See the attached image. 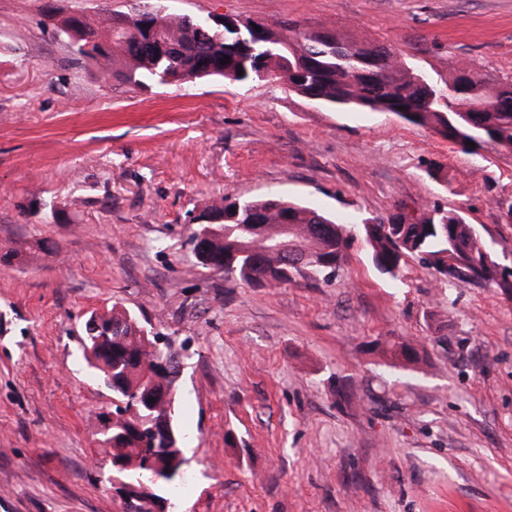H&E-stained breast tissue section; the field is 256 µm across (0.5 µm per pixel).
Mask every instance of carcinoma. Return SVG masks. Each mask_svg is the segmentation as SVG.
I'll return each instance as SVG.
<instances>
[{"mask_svg":"<svg viewBox=\"0 0 512 512\" xmlns=\"http://www.w3.org/2000/svg\"><path fill=\"white\" fill-rule=\"evenodd\" d=\"M139 15L138 11L110 13L97 20L64 15L55 28L74 41L82 57L105 63L112 78L121 83L163 85L167 77L176 82L184 77L227 81L231 74L238 84L282 81L295 94L316 98L322 107L389 112L410 124L434 129L468 152L474 151L470 141L499 155L503 147L512 146V83L488 87L470 64H461L440 87L427 78L418 81L416 73L386 47L344 39L323 27L283 21L242 42L233 32L208 35L199 28L201 20L170 12L146 18L168 48L159 56L142 41ZM225 55L230 62L222 64ZM203 212L217 215V222L188 225L187 242L193 243L198 233L209 230L212 251L224 255V277L248 286L293 282L274 248L281 224L292 225L293 237L306 258L302 269L314 271L318 278L335 273L352 239L350 231L329 215L288 197H226ZM358 233L375 269L392 280L399 279L407 260L416 257L444 283L483 281L512 298V273L495 268L496 259L485 242L457 210L435 206L416 222L407 221L401 213L385 219L366 217ZM108 314L112 335L100 336L96 342L84 335L82 346L89 367L112 391V411L119 412L120 404L151 375L165 382L170 397L157 413L140 408L119 419L112 433L99 432L100 452L131 464L117 473L121 480L136 485L143 481L163 496L183 475L171 468L170 444L161 443L158 450L150 451L149 431L162 415L173 421L179 363L171 355L145 349L144 328L135 315L114 308ZM392 352L409 364L422 360L420 349L411 342L393 346ZM156 357L166 360L163 374L156 370ZM149 455L154 457L152 468L141 465Z\"/></svg>","mask_w":512,"mask_h":512,"instance_id":"obj_1","label":"carcinoma"}]
</instances>
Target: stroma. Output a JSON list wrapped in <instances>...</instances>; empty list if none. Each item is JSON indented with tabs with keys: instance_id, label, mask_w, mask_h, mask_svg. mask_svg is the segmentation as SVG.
Returning a JSON list of instances; mask_svg holds the SVG:
<instances>
[{
	"instance_id": "1",
	"label": "stroma",
	"mask_w": 512,
	"mask_h": 512,
	"mask_svg": "<svg viewBox=\"0 0 512 512\" xmlns=\"http://www.w3.org/2000/svg\"><path fill=\"white\" fill-rule=\"evenodd\" d=\"M159 2L383 44L440 85L464 62L512 83V0H0V512H124L80 340L114 306L180 361L176 512H512V299L414 260L387 279L359 242L328 280L251 288L187 242L189 212L278 193L349 226L454 209L508 264L512 156L282 83L133 87L48 19ZM402 341L427 363L398 362Z\"/></svg>"
}]
</instances>
